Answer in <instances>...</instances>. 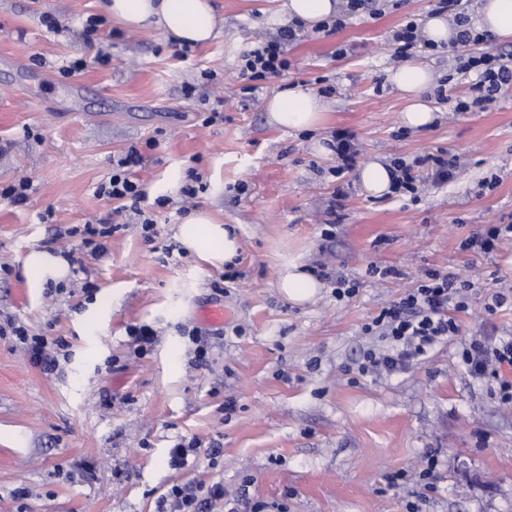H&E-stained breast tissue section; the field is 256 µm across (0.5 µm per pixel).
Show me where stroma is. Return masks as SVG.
<instances>
[{
	"instance_id": "obj_1",
	"label": "stroma",
	"mask_w": 512,
	"mask_h": 512,
	"mask_svg": "<svg viewBox=\"0 0 512 512\" xmlns=\"http://www.w3.org/2000/svg\"><path fill=\"white\" fill-rule=\"evenodd\" d=\"M214 2L222 34L186 55L158 33L105 23L99 38L112 58L103 65L97 43L78 36L95 0H0V143L12 145L0 155V185L32 182L24 204L0 200V324L13 319L67 344L47 374L14 336L0 335V512H157L184 483L223 485L208 512H407L411 502L419 512H512V408L464 369L458 342L407 372L358 371L380 343L363 325L429 270L474 281L459 316L465 334L512 335V307L484 311L491 294L512 293V244L487 254L460 248L487 225L512 221V86L487 110L452 111L474 80L459 69L466 47L419 46L438 119L403 130L407 102L388 81L392 35L406 19L423 22L430 2L367 0L344 29L291 45L288 72L265 80L252 101L239 92L240 56L282 26L279 0ZM46 12L68 30H48ZM76 58L85 70L61 74ZM325 85L333 92L317 131L270 124L275 92ZM213 107L223 122L203 125L201 112ZM340 129L354 134L363 162L444 152L458 167L418 199L370 197L356 170L334 175L335 157L315 149ZM132 145L144 156L135 175L149 198L168 203L147 211L152 240L130 225L98 259L57 231L112 213L96 187ZM191 167L207 184L194 211L237 228L235 280L223 281L224 265L178 238ZM34 250L67 256L65 279L30 282L24 263ZM291 263L325 271L310 303L293 304L277 288ZM373 264L402 275L374 278ZM340 278L356 284L353 297L336 298ZM87 281L97 288L90 299ZM212 305L227 310L223 325L201 320ZM138 323L161 331L143 356L127 336ZM192 328L211 347L199 367ZM180 440L199 446L176 470L169 450ZM215 444L224 450L216 460ZM430 450L442 466L426 491L409 470ZM399 471L406 479L390 485Z\"/></svg>"
}]
</instances>
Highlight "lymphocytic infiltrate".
Segmentation results:
<instances>
[{"instance_id":"lymphocytic-infiltrate-1","label":"lymphocytic infiltrate","mask_w":512,"mask_h":512,"mask_svg":"<svg viewBox=\"0 0 512 512\" xmlns=\"http://www.w3.org/2000/svg\"><path fill=\"white\" fill-rule=\"evenodd\" d=\"M301 24L280 27L241 57L240 73L245 79L241 88L244 97H254L258 82L288 71L287 48L297 41ZM459 68L475 73L467 99L456 102L454 109L468 112L473 108L487 109L503 86L512 84V64L504 56L480 52L461 58ZM143 160L137 147H129L125 154L112 163V175L98 185L99 196L116 202L119 212L136 216L144 238L156 234L154 221L146 216L147 193L134 174ZM427 168L432 178L448 182L455 173V160L429 154L416 164L397 159L393 162V192L416 194L420 188L418 168ZM472 281L435 271L425 273L417 286L391 302L366 323L364 335L379 337L381 346L367 349L360 364L365 374L392 375L409 370L437 345L458 339L462 342L461 361L475 377L493 382L499 390L503 405H512V337L467 336L458 320L460 313L469 308L468 292ZM11 335L16 336L30 359L43 371L51 372L59 366L64 341L30 333L21 323L8 321ZM224 488L214 484L173 485L163 500L162 512H201L207 502L223 498Z\"/></svg>"}]
</instances>
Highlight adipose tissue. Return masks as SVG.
Wrapping results in <instances>:
<instances>
[{"label":"adipose tissue","instance_id":"adipose-tissue-1","mask_svg":"<svg viewBox=\"0 0 512 512\" xmlns=\"http://www.w3.org/2000/svg\"><path fill=\"white\" fill-rule=\"evenodd\" d=\"M101 12L130 31H156L173 44L201 45L215 39L224 28V18L214 0H100ZM342 0H280L281 13L312 29L343 11ZM474 27L501 39L512 38V0H478ZM390 82L408 99L402 123L419 129L436 115L425 94L430 70L420 63L405 64L389 74ZM273 126L288 131H311L324 118V102L317 95L291 87L273 94L267 102ZM179 238L190 251L211 263H229L239 242L234 229L215 224L206 214L189 216L179 227Z\"/></svg>","mask_w":512,"mask_h":512}]
</instances>
